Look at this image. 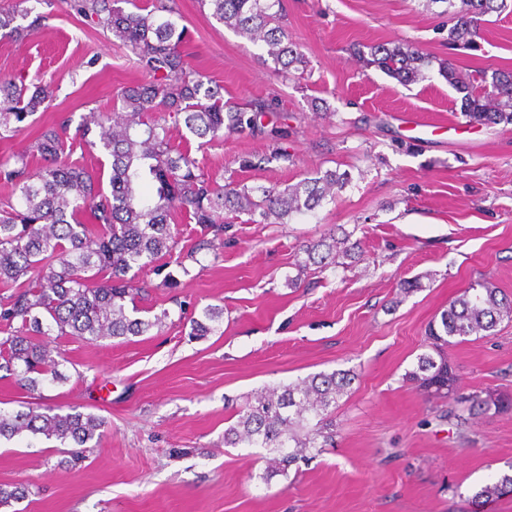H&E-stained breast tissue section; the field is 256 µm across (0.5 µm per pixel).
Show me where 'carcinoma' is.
I'll return each mask as SVG.
<instances>
[{"instance_id": "obj_1", "label": "carcinoma", "mask_w": 512, "mask_h": 512, "mask_svg": "<svg viewBox=\"0 0 512 512\" xmlns=\"http://www.w3.org/2000/svg\"><path fill=\"white\" fill-rule=\"evenodd\" d=\"M49 0H8L0 4V39L22 40L39 30L46 14L29 3ZM446 4L448 45L469 47L476 42L485 16L512 7L508 0H429ZM125 3L133 7L126 11ZM211 17L253 43H261L268 58L288 72L303 63L298 45L282 25L283 0H202ZM71 8L87 23L112 32L137 58L150 81L122 88L120 106L81 117L76 135L67 136L70 119L44 128L30 149L12 160H0V183L12 188V198L0 202V286L13 292L0 298V376L13 378L29 394L46 383H62L60 362L36 336H74L87 342L143 336L168 318L137 316L135 300L142 288L127 277L157 260L176 254L179 241L170 224L178 209L197 224H214L224 231V216H258L261 222L315 211L348 182V175L327 169L293 185L248 187L217 184L202 163L188 153L172 154L170 124H183L207 145L226 135L265 129L277 132L288 115L266 103L224 102L220 88L184 66L180 45L188 30L178 25L164 3L149 11L133 0H71ZM371 63L408 86L433 63L429 54L402 44H377ZM441 72L462 93V112L484 126L512 124V70L463 75L448 61ZM53 96L49 83L0 79V138L13 136ZM98 150L110 158L109 189L101 173L69 161L73 145ZM42 167L30 170V160ZM149 181L154 192L139 191ZM353 233L336 229L300 246L320 271L339 264L359 248ZM224 308L208 305L203 318L191 320L196 336H206L223 322ZM512 321V298L490 282H480L449 302L440 326L430 325L428 351L418 355L405 380L427 396L466 404L473 415L512 412V398L487 392L457 394V376L448 363L449 347L470 336L481 337L503 320ZM355 375L346 370L320 372L299 382L265 388L246 399L237 420L224 429V447L268 448L263 478L285 475L288 467L324 448L335 446L330 420L337 398L347 392ZM103 420L75 407L29 405L0 412V440L27 432L55 440L62 447L84 448L96 437ZM512 494V475L477 489L469 503L478 508ZM26 496L22 486L0 485V506Z\"/></svg>"}]
</instances>
